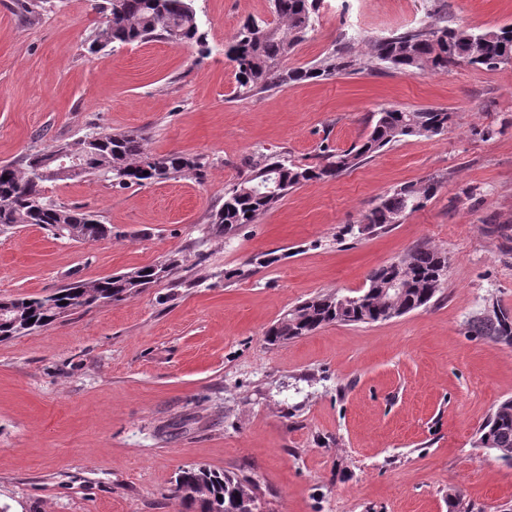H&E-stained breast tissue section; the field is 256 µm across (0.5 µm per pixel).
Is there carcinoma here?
<instances>
[{
	"label": "carcinoma",
	"instance_id": "1",
	"mask_svg": "<svg viewBox=\"0 0 512 512\" xmlns=\"http://www.w3.org/2000/svg\"><path fill=\"white\" fill-rule=\"evenodd\" d=\"M195 0H99L96 9L105 22L89 45L94 53L110 45H127L161 39L175 44L203 43ZM320 0H270L271 11L286 28L265 22H246L224 42V56L235 63V94L248 98L291 83L329 79L356 65L355 46L371 48L367 65L393 69L405 74L446 71L465 62L497 69L512 66V26L497 30L450 28L425 16L408 28L384 37L339 36L316 63L287 68L282 62L312 29ZM453 113L445 109L405 110L385 108L371 116V130L359 143L347 149L320 145L316 163L301 164L290 156L264 154L250 159L246 171L224 191V203L209 215L218 233L243 224H253L274 208L289 192L317 180L334 178L355 169L385 147L407 137L431 138L444 132ZM96 140L94 153L84 160L85 175L100 177L113 185H146L185 173L202 176L205 163L199 155L149 151L145 138L134 132L105 134L90 132ZM84 149V139L54 145L27 155L21 163L0 164V231L25 224H37L57 235L58 226L70 224L77 240L96 241L112 236L107 225L79 207L61 205L48 199L45 184L51 178L39 173L41 161L62 147ZM441 180L425 179L422 184H404L385 193L363 215L358 225L345 228L343 235L383 232L396 219L423 208L435 196ZM406 267L404 291L394 301L384 292L386 280L398 270L385 264L369 273L365 288L353 296L322 293L285 312L266 331L271 344L306 336L330 324L372 323L402 316L425 307L441 292L448 270V255L426 244H417L403 255ZM178 260H166L164 274L154 265L93 281H77L45 296L0 299V341L27 335L98 302H122L173 275ZM34 322H29V319ZM467 333L496 342L512 344V313L492 302L472 315ZM477 447L500 454L512 462V399L501 402L487 422L478 429ZM176 493L185 512H240V502L258 500L254 489L233 475L204 466L179 470Z\"/></svg>",
	"mask_w": 512,
	"mask_h": 512
}]
</instances>
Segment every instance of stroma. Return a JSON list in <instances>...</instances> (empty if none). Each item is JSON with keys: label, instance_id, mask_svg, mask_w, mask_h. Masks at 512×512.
<instances>
[{"label": "stroma", "instance_id": "1", "mask_svg": "<svg viewBox=\"0 0 512 512\" xmlns=\"http://www.w3.org/2000/svg\"><path fill=\"white\" fill-rule=\"evenodd\" d=\"M441 2L452 27L512 25V0ZM95 4L0 0V164L91 131H134L153 153L199 155L207 168L124 189L92 176L47 184V196L111 225L107 239H56L36 225L0 233V299L179 261L174 279L144 293L0 342V506L182 512L175 476L203 465L255 482L261 512H449L452 494L470 512H512V464L474 445L512 399V345L466 332L485 303L512 311V67L409 75L360 63L242 100L224 42L247 19L274 22L268 0H195L202 46L92 53ZM426 7L321 0L286 64H313L342 33L413 25ZM390 106L453 120L214 233L209 215L254 153L314 163L320 144L349 148ZM432 175L441 188L403 223L339 238L380 196ZM419 243L448 255L427 307L266 343L289 308L356 294ZM267 253L273 263L258 265Z\"/></svg>", "mask_w": 512, "mask_h": 512}]
</instances>
